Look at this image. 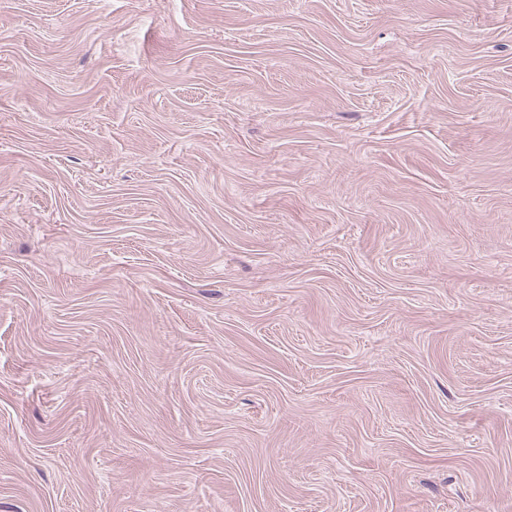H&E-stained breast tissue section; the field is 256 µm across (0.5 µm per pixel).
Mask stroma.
<instances>
[{
  "label": "stroma",
  "instance_id": "35a3bbf8",
  "mask_svg": "<svg viewBox=\"0 0 512 512\" xmlns=\"http://www.w3.org/2000/svg\"><path fill=\"white\" fill-rule=\"evenodd\" d=\"M0 512H512V0H0Z\"/></svg>",
  "mask_w": 512,
  "mask_h": 512
}]
</instances>
